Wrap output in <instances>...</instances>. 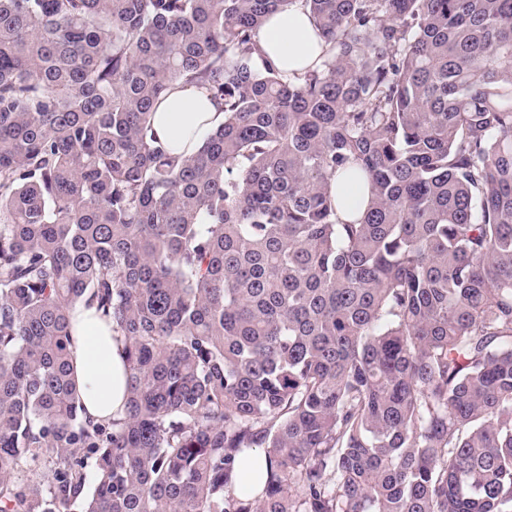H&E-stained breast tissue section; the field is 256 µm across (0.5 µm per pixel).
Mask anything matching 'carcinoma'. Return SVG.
<instances>
[{
    "mask_svg": "<svg viewBox=\"0 0 512 512\" xmlns=\"http://www.w3.org/2000/svg\"><path fill=\"white\" fill-rule=\"evenodd\" d=\"M297 3L327 53L286 78L257 35ZM186 84L224 124L182 158ZM80 302L121 420L81 409ZM76 502L512 512V0H0V512ZM224 123L219 101L193 85L168 92L155 104L153 130L167 150L191 155L204 135ZM71 315L69 351L80 404L96 419H122L127 394L123 337L98 318L95 307L78 305Z\"/></svg>",
    "mask_w": 512,
    "mask_h": 512,
    "instance_id": "carcinoma-1",
    "label": "carcinoma"
}]
</instances>
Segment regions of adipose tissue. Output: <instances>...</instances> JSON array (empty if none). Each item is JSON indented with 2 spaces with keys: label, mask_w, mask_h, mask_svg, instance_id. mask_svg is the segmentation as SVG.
Masks as SVG:
<instances>
[{
  "label": "adipose tissue",
  "mask_w": 512,
  "mask_h": 512,
  "mask_svg": "<svg viewBox=\"0 0 512 512\" xmlns=\"http://www.w3.org/2000/svg\"><path fill=\"white\" fill-rule=\"evenodd\" d=\"M257 42L286 73L313 65L324 47L312 19L299 6L272 16ZM223 121L220 102L206 90L187 85L157 101L153 130L167 150L190 155L198 150L204 135ZM72 327L69 351L81 405L97 419L123 418L127 370L122 336L99 319L95 308L82 305L72 311Z\"/></svg>",
  "instance_id": "obj_1"
}]
</instances>
